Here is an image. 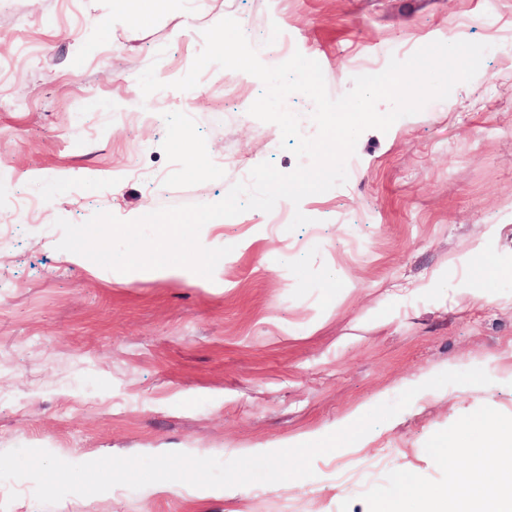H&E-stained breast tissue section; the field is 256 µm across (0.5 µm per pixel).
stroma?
<instances>
[{
    "instance_id": "stroma-1",
    "label": "stroma",
    "mask_w": 512,
    "mask_h": 512,
    "mask_svg": "<svg viewBox=\"0 0 512 512\" xmlns=\"http://www.w3.org/2000/svg\"><path fill=\"white\" fill-rule=\"evenodd\" d=\"M229 16L262 63L283 62L276 37L316 60L333 98L356 63L407 59L457 27L503 47L447 99L362 133L346 183L202 228L201 244L232 248L214 280L69 261L56 219L218 202L241 179L228 154L298 166L248 113L256 77L211 65L194 89L170 86ZM511 34L512 0H169L146 20L110 16L109 0H0V452L230 460L322 438L444 371L492 379L421 390L311 478L54 505L24 479L0 483V512H369L363 493L390 471L439 478L434 433L484 405L512 415ZM151 65L168 84L153 112L138 85ZM298 210L310 222L289 229Z\"/></svg>"
}]
</instances>
